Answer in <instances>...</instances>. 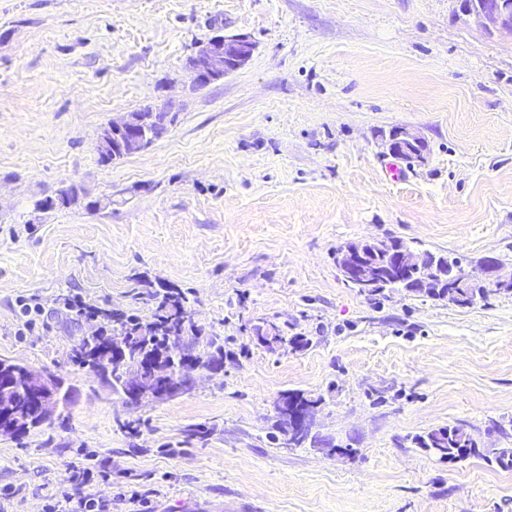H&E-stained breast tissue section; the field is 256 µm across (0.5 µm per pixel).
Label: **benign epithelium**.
<instances>
[{
	"label": "benign epithelium",
	"instance_id": "1",
	"mask_svg": "<svg viewBox=\"0 0 512 512\" xmlns=\"http://www.w3.org/2000/svg\"><path fill=\"white\" fill-rule=\"evenodd\" d=\"M461 13L472 19L477 25L487 31L509 33L512 31V0H458ZM255 43L250 37L242 34H217L206 41L198 43L193 51L186 56L185 68L198 85L210 84L224 76L242 68L253 56ZM166 106L148 107L136 112H130L114 119L101 132L97 150L100 156L120 150L128 155L138 153L148 148L159 136L156 128L158 113L167 112ZM389 153H410L416 161L423 162L428 153L427 140L417 131L401 127L390 134L385 141ZM375 241H364L351 244L347 254V264L343 268L342 277L362 288L372 286L377 271L367 263L366 257L371 252ZM390 270L398 279L405 280V286L412 291L424 292L436 285L441 276L436 274L427 262V258H418L422 265V276L418 279L407 278V266L410 259L404 251L393 246L388 253ZM504 265L494 259L486 260L480 267L465 269L455 267L448 270V297L463 301L467 296L459 295V288H473L479 284H510L512 273H503ZM24 380L30 388V394L35 399L39 411L45 417H51L58 408L69 400L73 388L66 385L65 380L51 370L22 371ZM191 380L188 372L167 374L154 369L149 376L141 372H132L125 377L123 383V399L128 405L139 406L147 401L160 400L174 392L173 387L162 388L166 383ZM289 414L293 428L299 429L314 421L317 406L301 407L294 403L280 404Z\"/></svg>",
	"mask_w": 512,
	"mask_h": 512
}]
</instances>
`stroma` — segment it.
<instances>
[{
	"instance_id": "stroma-1",
	"label": "stroma",
	"mask_w": 512,
	"mask_h": 512,
	"mask_svg": "<svg viewBox=\"0 0 512 512\" xmlns=\"http://www.w3.org/2000/svg\"><path fill=\"white\" fill-rule=\"evenodd\" d=\"M220 32L255 52L195 86L184 60ZM164 104L160 139L100 162L111 120ZM394 127L430 147L395 181ZM67 184L86 206L36 210ZM387 237L512 268V34L457 0H0V358L76 390L65 420L0 436V512H43L82 452L112 460L85 494L134 485L149 512H512V295L360 294L336 250ZM163 288L224 346L165 401L126 406L75 365L82 321L17 334L24 293L146 318ZM290 390L322 400L301 448L276 428ZM448 425L478 455L416 447Z\"/></svg>"
}]
</instances>
